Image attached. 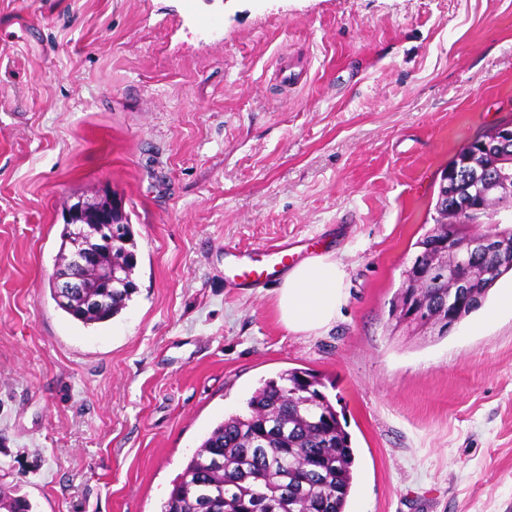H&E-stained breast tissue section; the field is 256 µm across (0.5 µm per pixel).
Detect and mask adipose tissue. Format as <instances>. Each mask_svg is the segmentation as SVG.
<instances>
[{
    "label": "adipose tissue",
    "mask_w": 512,
    "mask_h": 512,
    "mask_svg": "<svg viewBox=\"0 0 512 512\" xmlns=\"http://www.w3.org/2000/svg\"><path fill=\"white\" fill-rule=\"evenodd\" d=\"M346 277L342 262L328 254L291 266L277 290L282 324L295 333L327 331L347 301Z\"/></svg>",
    "instance_id": "adipose-tissue-1"
}]
</instances>
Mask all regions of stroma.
Returning <instances> with one entry per match:
<instances>
[{"mask_svg":"<svg viewBox=\"0 0 512 512\" xmlns=\"http://www.w3.org/2000/svg\"><path fill=\"white\" fill-rule=\"evenodd\" d=\"M512 111V0H0V491L160 512L263 380L328 381L351 512H512V316L437 336L392 301L442 170ZM115 193L137 290L83 326L49 282L70 205ZM321 242L328 331L229 287L224 250Z\"/></svg>","mask_w":512,"mask_h":512,"instance_id":"35a3bbf8","label":"stroma"}]
</instances>
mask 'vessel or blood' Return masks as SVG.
I'll use <instances>...</instances> for the list:
<instances>
[{
    "mask_svg": "<svg viewBox=\"0 0 512 512\" xmlns=\"http://www.w3.org/2000/svg\"><path fill=\"white\" fill-rule=\"evenodd\" d=\"M292 243L253 249H227L224 261L231 271L230 284L239 288H263L285 272L292 259Z\"/></svg>",
    "mask_w": 512,
    "mask_h": 512,
    "instance_id": "obj_1",
    "label": "vessel or blood"
}]
</instances>
